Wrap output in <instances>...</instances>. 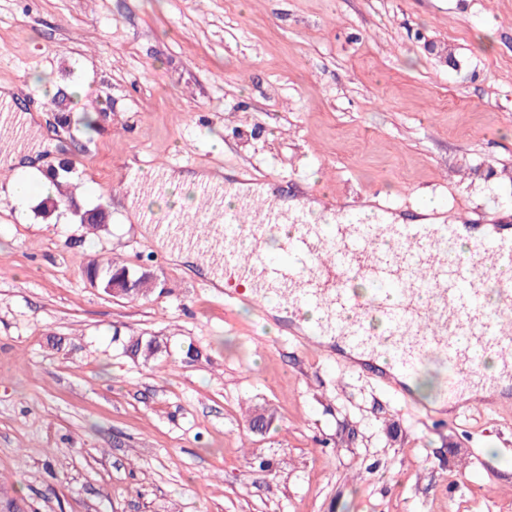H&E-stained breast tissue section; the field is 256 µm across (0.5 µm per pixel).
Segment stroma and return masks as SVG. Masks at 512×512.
<instances>
[{
	"mask_svg": "<svg viewBox=\"0 0 512 512\" xmlns=\"http://www.w3.org/2000/svg\"><path fill=\"white\" fill-rule=\"evenodd\" d=\"M447 47L449 58L429 51ZM41 174L104 206L17 208L0 167V500L23 512H512V404L425 408L169 258L138 177L248 170L300 204L512 225V0H0V88ZM150 271L144 298L88 265ZM156 339L150 360L130 337ZM268 418L257 431L251 420ZM74 214L79 217V222L84 227H101L108 224L110 219L109 212L100 205L83 211H81L80 208L75 207ZM92 227H87V230L90 232H96L97 230H93L96 228Z\"/></svg>",
	"mask_w": 512,
	"mask_h": 512,
	"instance_id": "stroma-1",
	"label": "stroma"
}]
</instances>
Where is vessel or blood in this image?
Here are the masks:
<instances>
[{
    "mask_svg": "<svg viewBox=\"0 0 512 512\" xmlns=\"http://www.w3.org/2000/svg\"><path fill=\"white\" fill-rule=\"evenodd\" d=\"M199 194L214 219L204 242L225 270L252 282L253 303L275 295L319 311L312 337L350 350L357 373L377 363L380 379L403 384L436 352L450 367L443 401L512 384L511 226L390 223L384 212L364 209L346 224L331 212L310 224L301 209L256 213L247 200L226 207L224 192L209 184ZM283 224L292 231L270 257L265 242ZM244 236L251 241L245 253ZM463 240L469 255L452 254L451 245ZM353 277L371 285L369 296L348 289ZM373 315L385 323L382 336L365 326ZM485 355L500 357L497 375L481 373Z\"/></svg>",
    "mask_w": 512,
    "mask_h": 512,
    "instance_id": "1",
    "label": "vessel or blood"
}]
</instances>
